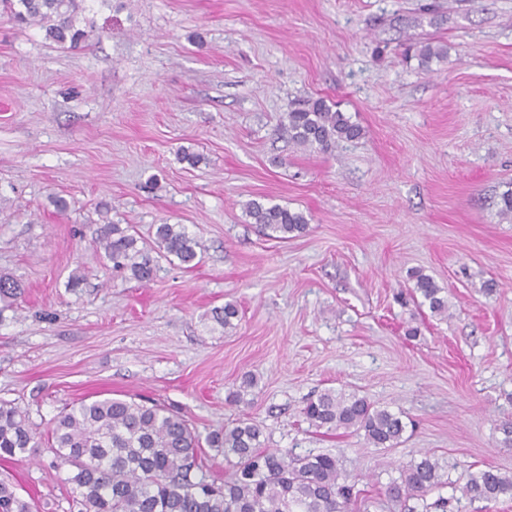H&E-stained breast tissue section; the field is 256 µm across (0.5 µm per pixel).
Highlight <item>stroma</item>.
I'll use <instances>...</instances> for the list:
<instances>
[{
  "label": "stroma",
  "mask_w": 512,
  "mask_h": 512,
  "mask_svg": "<svg viewBox=\"0 0 512 512\" xmlns=\"http://www.w3.org/2000/svg\"><path fill=\"white\" fill-rule=\"evenodd\" d=\"M83 17L72 48L0 16V274L25 290L0 311V400L42 433L100 396L152 398L203 435L248 418L264 447L336 456L369 512H400L383 490L427 453L447 512H485L458 487L512 473V0H88ZM318 98L363 137L293 148L280 124ZM253 200L307 230L263 236ZM104 203L143 242L186 225L199 263L161 260L146 285L113 271L90 249ZM416 269L447 316L411 298ZM227 302L229 332L206 317ZM327 389L412 426L388 449L312 427ZM68 475L45 447L0 460L39 512H73Z\"/></svg>",
  "instance_id": "1"
}]
</instances>
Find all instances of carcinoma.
Masks as SVG:
<instances>
[{"instance_id": "cac0c4a2", "label": "carcinoma", "mask_w": 512, "mask_h": 512, "mask_svg": "<svg viewBox=\"0 0 512 512\" xmlns=\"http://www.w3.org/2000/svg\"><path fill=\"white\" fill-rule=\"evenodd\" d=\"M84 2L0 0V5L15 21L44 23L47 38L76 46L89 36L80 26ZM283 133L296 147L329 152L360 138L362 128L325 100L315 99L287 113ZM246 211L272 238L286 240L308 226L303 213L278 204L252 201ZM91 247L97 259L130 272L142 284L154 280L157 257L173 256L189 267L203 251L182 224L157 225L152 249L138 246L131 226L108 220L95 230ZM412 279V293L428 302L433 314L446 315L448 300L435 280L421 271ZM23 293L16 281L0 276V303L15 302ZM211 315L226 329L237 327L239 311L232 303ZM302 414L317 428L361 432L374 448L396 447L407 428L399 414L369 398L333 389L309 400ZM261 436V427L247 420L209 432L204 442L221 449L232 466L218 479L202 473L200 435L179 412L150 400L106 397L65 407L47 432V444L55 458L73 468L68 482L82 512H355L360 492L336 457L264 448ZM41 444L42 434L26 413L0 400V458L22 461ZM443 485L442 466L425 454L403 468L384 494L407 512H428L427 494ZM460 492L471 502L512 499V475L480 469L468 474ZM414 499L420 505H406ZM0 512H33V505L1 480Z\"/></svg>"}]
</instances>
